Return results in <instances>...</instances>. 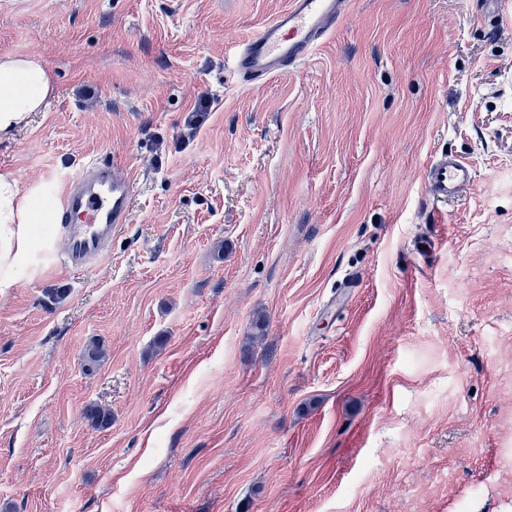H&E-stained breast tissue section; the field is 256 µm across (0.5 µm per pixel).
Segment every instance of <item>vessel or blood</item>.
<instances>
[{"label":"vessel or blood","instance_id":"b4317fda","mask_svg":"<svg viewBox=\"0 0 512 512\" xmlns=\"http://www.w3.org/2000/svg\"><path fill=\"white\" fill-rule=\"evenodd\" d=\"M351 0H288L286 8L242 43L234 76L245 83L272 78L308 60L345 18ZM474 180L471 165L452 156L434 160L425 187L439 202L458 197ZM134 180L124 162L100 156L70 173L59 196L55 222L63 265L80 273L109 252L112 233L129 223Z\"/></svg>","mask_w":512,"mask_h":512}]
</instances>
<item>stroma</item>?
Returning <instances> with one entry per match:
<instances>
[{
    "mask_svg": "<svg viewBox=\"0 0 512 512\" xmlns=\"http://www.w3.org/2000/svg\"><path fill=\"white\" fill-rule=\"evenodd\" d=\"M287 2L0 0L55 87L0 170L135 182L104 262L0 296V512H512V0H352L238 81ZM351 0H289L287 7L242 43L234 76L245 83L272 78L308 60L345 18ZM474 180L471 165L453 156L434 160L425 174L427 192L437 202H446L448 198L458 197Z\"/></svg>",
    "mask_w": 512,
    "mask_h": 512,
    "instance_id": "1",
    "label": "stroma"
}]
</instances>
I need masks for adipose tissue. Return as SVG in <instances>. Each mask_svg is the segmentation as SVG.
<instances>
[{
  "label": "adipose tissue",
  "mask_w": 512,
  "mask_h": 512,
  "mask_svg": "<svg viewBox=\"0 0 512 512\" xmlns=\"http://www.w3.org/2000/svg\"><path fill=\"white\" fill-rule=\"evenodd\" d=\"M52 95V80L38 58L0 55V140L11 137ZM35 212L32 192L11 172H0V296L15 288L19 269L37 271L42 243L36 234Z\"/></svg>",
  "instance_id": "adipose-tissue-1"
}]
</instances>
